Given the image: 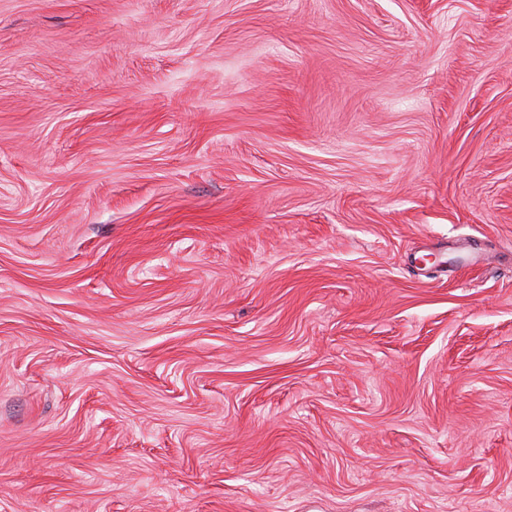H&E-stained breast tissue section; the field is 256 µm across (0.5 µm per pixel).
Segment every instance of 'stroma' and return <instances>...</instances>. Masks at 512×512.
<instances>
[{
	"mask_svg": "<svg viewBox=\"0 0 512 512\" xmlns=\"http://www.w3.org/2000/svg\"><path fill=\"white\" fill-rule=\"evenodd\" d=\"M0 512H512V0H0Z\"/></svg>",
	"mask_w": 512,
	"mask_h": 512,
	"instance_id": "35a3bbf8",
	"label": "stroma"
}]
</instances>
